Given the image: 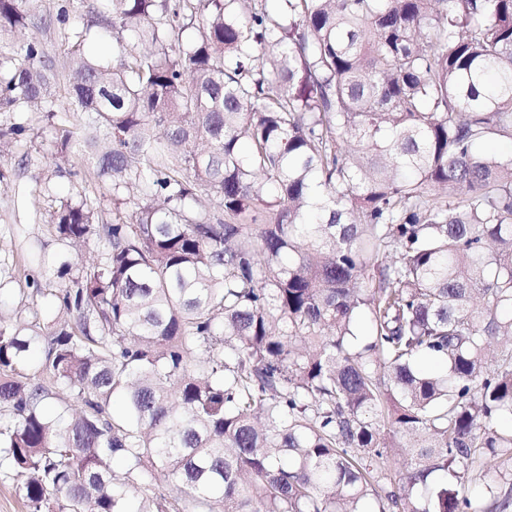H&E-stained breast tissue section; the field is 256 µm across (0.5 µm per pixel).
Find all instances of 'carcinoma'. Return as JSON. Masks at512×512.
Instances as JSON below:
<instances>
[{"mask_svg":"<svg viewBox=\"0 0 512 512\" xmlns=\"http://www.w3.org/2000/svg\"><path fill=\"white\" fill-rule=\"evenodd\" d=\"M34 2L0 0L11 117L56 112L14 40ZM90 25L112 59L73 29L67 82L112 223L51 211L103 250L51 291L63 321H0L31 512H512V154L486 150L512 0H97Z\"/></svg>","mask_w":512,"mask_h":512,"instance_id":"cac0c4a2","label":"carcinoma"}]
</instances>
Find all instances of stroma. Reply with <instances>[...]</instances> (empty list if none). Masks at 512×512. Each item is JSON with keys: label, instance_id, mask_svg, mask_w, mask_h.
Here are the masks:
<instances>
[{"label": "stroma", "instance_id": "obj_1", "mask_svg": "<svg viewBox=\"0 0 512 512\" xmlns=\"http://www.w3.org/2000/svg\"><path fill=\"white\" fill-rule=\"evenodd\" d=\"M67 4L68 0H39L35 25L18 35L20 41L39 44L62 78L69 72L64 53L67 38L74 24L89 17L83 9L60 21L58 13ZM55 151V128L42 113L33 112L24 139L0 158L5 173L0 180V316L10 320L33 316L48 323L61 320L60 305L49 294L33 295L29 281L48 290L59 287V270L76 277L80 266L96 259L103 248L95 235L78 250L61 241L48 222L51 206L86 194L99 200L101 223L112 221V187L97 177L91 154L72 152L60 172L52 162Z\"/></svg>", "mask_w": 512, "mask_h": 512}]
</instances>
